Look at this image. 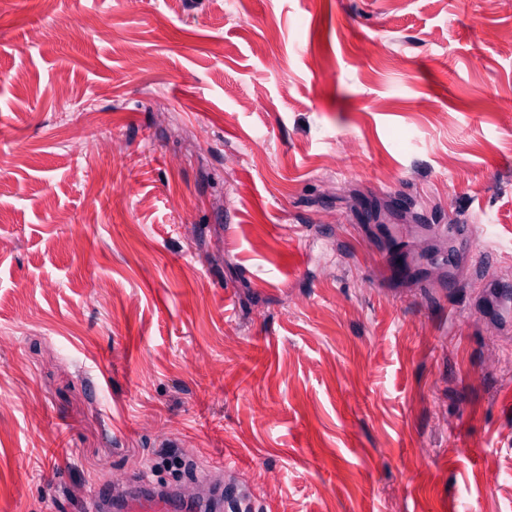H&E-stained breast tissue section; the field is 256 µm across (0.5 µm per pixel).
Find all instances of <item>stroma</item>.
<instances>
[{
    "mask_svg": "<svg viewBox=\"0 0 512 512\" xmlns=\"http://www.w3.org/2000/svg\"><path fill=\"white\" fill-rule=\"evenodd\" d=\"M512 9L0 0V512L114 476L512 512ZM461 226L450 236L448 223Z\"/></svg>",
    "mask_w": 512,
    "mask_h": 512,
    "instance_id": "35a3bbf8",
    "label": "stroma"
}]
</instances>
